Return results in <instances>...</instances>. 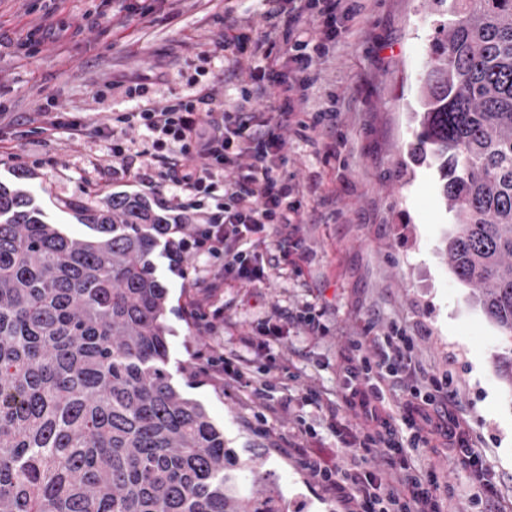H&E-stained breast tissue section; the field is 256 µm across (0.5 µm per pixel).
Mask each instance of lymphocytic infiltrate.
<instances>
[{
    "label": "lymphocytic infiltrate",
    "mask_w": 512,
    "mask_h": 512,
    "mask_svg": "<svg viewBox=\"0 0 512 512\" xmlns=\"http://www.w3.org/2000/svg\"><path fill=\"white\" fill-rule=\"evenodd\" d=\"M264 2L266 8L259 15L263 36L282 39L287 45L294 78L252 75L250 84L241 87L237 102L223 110L206 93L158 108L145 103L147 88L139 83L125 90L135 107L113 113L94 128L57 118L44 121L37 129L38 134L49 136L64 126L73 139L90 136L108 141L116 160L137 157L142 170L162 168L165 185L176 199L217 197L215 211L203 213L194 223L186 246L222 267L225 274L253 283L267 282L275 264L265 262L255 247H244V240L271 224L302 221L299 188L280 171L285 147L282 131L290 126L304 131L309 125H320L317 116L309 122L300 119L297 108L307 88L320 78L318 62L336 41L338 18H352L361 10L358 0H328L313 20L309 17L311 0ZM270 95L277 104L266 112L261 103ZM133 129L140 132L143 149H136V142L128 139ZM412 346V337L394 326L372 351L348 359L347 381L361 411L356 437L343 447L306 459L322 483L349 490L360 503V512H441L438 473L412 466L406 448L378 408L382 381L399 386L405 422L415 440L424 443L432 435L444 437L454 450L451 463L471 467L478 481L486 479L478 455L458 431L454 418L413 383ZM208 372L223 386L245 385L258 397L269 387L266 380L254 377L252 359L233 348L213 347ZM367 444L380 446L389 467L387 477L359 468L360 448Z\"/></svg>",
    "instance_id": "1"
}]
</instances>
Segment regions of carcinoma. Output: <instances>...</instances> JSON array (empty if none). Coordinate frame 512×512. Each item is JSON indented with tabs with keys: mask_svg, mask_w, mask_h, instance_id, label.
<instances>
[{
	"mask_svg": "<svg viewBox=\"0 0 512 512\" xmlns=\"http://www.w3.org/2000/svg\"><path fill=\"white\" fill-rule=\"evenodd\" d=\"M439 22L409 154L435 166L454 231L445 257L503 331L512 386V0H452ZM0 182V512H285L277 477L240 462L174 386L169 285L190 219L111 192L49 221Z\"/></svg>",
	"mask_w": 512,
	"mask_h": 512,
	"instance_id": "carcinoma-1",
	"label": "carcinoma"
}]
</instances>
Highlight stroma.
<instances>
[{
  "label": "stroma",
  "instance_id": "1",
  "mask_svg": "<svg viewBox=\"0 0 512 512\" xmlns=\"http://www.w3.org/2000/svg\"><path fill=\"white\" fill-rule=\"evenodd\" d=\"M354 19L338 24L336 43L320 64L321 79L307 94L305 115L324 111L316 133L284 130L283 172L301 192L303 221L275 224L263 238L264 258L298 245L295 264L275 269L263 284L225 280L216 304L224 334L258 336L267 317L288 329L286 339L250 349L256 364L276 359L263 397L243 389H214L196 354L218 336L202 332L186 312L196 290L156 259L176 308L169 338L173 382L200 402L241 460L261 458L282 486L287 512H347L340 494L307 469L302 448H338L354 432L357 412L342 369L352 342L370 349L391 325L415 339L412 358L421 382L449 374L454 413L491 484L448 463L442 438L411 453L418 468L436 467L448 487L446 512H512V386L500 379L502 330L485 315L444 256L453 230L436 187L434 169L415 164L408 143L416 125L420 78L437 16L426 0H363ZM263 0H0V181L30 173L26 186L51 221L68 234H88L72 223L60 201L82 197L100 206L108 193L144 191L134 168L112 159L107 142L75 140L66 128L40 136L45 114L94 126L130 107L124 86L145 81L156 106L200 92L217 104L233 102L252 71L283 70L287 51L225 50V16L258 24ZM74 19L79 32L34 47L32 32ZM337 155L328 149L335 137ZM320 310L309 331L294 319ZM291 378L282 382L280 370ZM319 398L309 401L307 391ZM294 398L292 414L279 404ZM314 427L302 439L298 421Z\"/></svg>",
  "mask_w": 512,
  "mask_h": 512
}]
</instances>
